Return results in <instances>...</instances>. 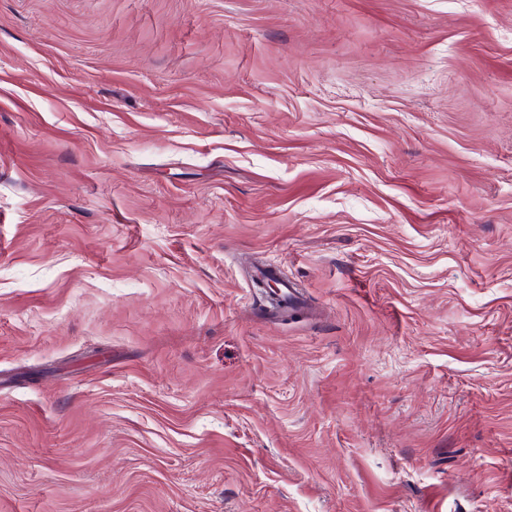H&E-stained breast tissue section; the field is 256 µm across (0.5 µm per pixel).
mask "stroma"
<instances>
[{
  "label": "stroma",
  "instance_id": "1",
  "mask_svg": "<svg viewBox=\"0 0 512 512\" xmlns=\"http://www.w3.org/2000/svg\"><path fill=\"white\" fill-rule=\"evenodd\" d=\"M0 512H512V0H0Z\"/></svg>",
  "mask_w": 512,
  "mask_h": 512
}]
</instances>
